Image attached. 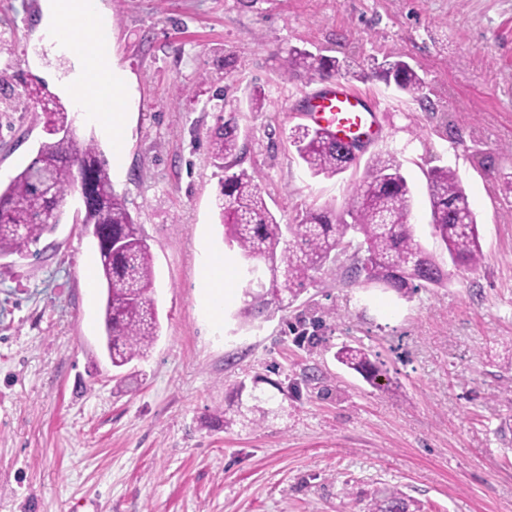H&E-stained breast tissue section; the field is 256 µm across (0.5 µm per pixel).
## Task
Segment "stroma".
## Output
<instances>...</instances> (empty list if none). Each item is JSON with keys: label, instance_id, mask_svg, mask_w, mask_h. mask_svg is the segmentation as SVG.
Returning <instances> with one entry per match:
<instances>
[{"label": "stroma", "instance_id": "stroma-1", "mask_svg": "<svg viewBox=\"0 0 512 512\" xmlns=\"http://www.w3.org/2000/svg\"><path fill=\"white\" fill-rule=\"evenodd\" d=\"M112 63L128 78L126 154L114 190L154 258L159 337L113 368L105 291L86 283L96 242L77 196L37 256L0 258V512H366L395 487L420 512H512V0H98ZM47 0H0V185L46 138L27 94L45 81L68 111L78 60L46 31ZM348 62L409 183L416 239L445 286L412 298L349 283L350 257L292 302L262 305L244 281L219 327L203 309L207 253L239 260L215 198L209 140L235 114L236 167L258 175L279 223L343 211L358 170L314 177L288 139L319 79H285L288 48ZM400 56L422 97L372 77ZM261 87V111L248 107ZM455 171L477 217V269L432 234L427 173ZM359 346L379 386L335 359ZM275 396L261 425H225L236 383Z\"/></svg>", "mask_w": 512, "mask_h": 512}]
</instances>
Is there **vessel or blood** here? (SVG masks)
Here are the masks:
<instances>
[{"label": "vessel or blood", "instance_id": "b4317fda", "mask_svg": "<svg viewBox=\"0 0 512 512\" xmlns=\"http://www.w3.org/2000/svg\"><path fill=\"white\" fill-rule=\"evenodd\" d=\"M306 115L315 125L331 130L340 142L369 141L380 133L367 101L340 81L314 95L307 105Z\"/></svg>", "mask_w": 512, "mask_h": 512}]
</instances>
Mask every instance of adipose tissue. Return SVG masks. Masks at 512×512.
Instances as JSON below:
<instances>
[{"instance_id": "ef3b65f1", "label": "adipose tissue", "mask_w": 512, "mask_h": 512, "mask_svg": "<svg viewBox=\"0 0 512 512\" xmlns=\"http://www.w3.org/2000/svg\"><path fill=\"white\" fill-rule=\"evenodd\" d=\"M84 35H77L73 24ZM48 24L55 40L68 47L80 60L72 87L73 97L88 119L96 121L112 139L113 160H124L123 129L131 101L127 79L112 64L111 22L97 0H48ZM235 274L224 256H211L199 281L201 296L212 322H219L226 303L235 296Z\"/></svg>"}]
</instances>
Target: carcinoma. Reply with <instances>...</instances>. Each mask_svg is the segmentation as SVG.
<instances>
[{
  "mask_svg": "<svg viewBox=\"0 0 512 512\" xmlns=\"http://www.w3.org/2000/svg\"><path fill=\"white\" fill-rule=\"evenodd\" d=\"M346 62L315 55L296 47L282 59L287 79L301 75L331 78ZM386 83L418 95L424 80L406 61L395 57L379 65ZM32 100L47 130H69L74 117L61 101L37 88ZM299 160L313 176L332 178L360 164V156L341 152L327 129L297 126L289 133ZM243 148L231 122L219 125L210 140L214 160L233 164ZM90 171L86 183L83 225L94 224L102 236L120 247L100 252V275L107 291L104 308L106 348L112 366L122 367L143 358L159 332L154 305L153 255L129 211L125 198L115 192L108 163L94 135L67 138L49 135L32 161L10 183L0 187V255L25 256L40 240L55 231L62 220L65 198L76 190L74 171L67 160ZM429 201L434 237L455 265L478 268L483 261L476 215L455 172L435 168L428 173ZM411 189L401 164L391 153H377L365 164L342 214L309 210L295 224H281L270 211L259 176L245 170L224 177L215 207L224 227V241L238 249L245 261L248 284H262L269 275L266 293L279 301L296 298L313 274L332 268L339 255L353 251L349 282L374 284L407 296L421 288L446 284V274L436 257L415 239L408 224ZM343 365L374 384L381 369L361 348L344 345L336 353ZM238 407L253 415L258 425L272 413L270 399L256 387L237 388ZM368 512H420L415 502L397 489L377 492Z\"/></svg>",
  "mask_w": 512,
  "mask_h": 512,
  "instance_id": "cac0c4a2",
  "label": "carcinoma"
}]
</instances>
